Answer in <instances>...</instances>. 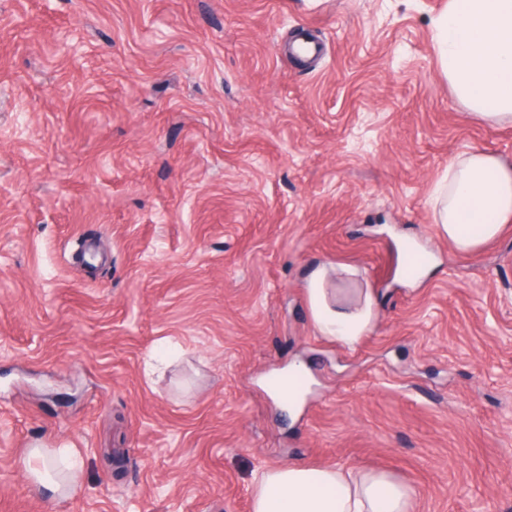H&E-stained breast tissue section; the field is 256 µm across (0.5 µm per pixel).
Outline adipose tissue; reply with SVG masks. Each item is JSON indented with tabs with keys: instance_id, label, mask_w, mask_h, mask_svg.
I'll return each instance as SVG.
<instances>
[{
	"instance_id": "1",
	"label": "adipose tissue",
	"mask_w": 512,
	"mask_h": 512,
	"mask_svg": "<svg viewBox=\"0 0 512 512\" xmlns=\"http://www.w3.org/2000/svg\"><path fill=\"white\" fill-rule=\"evenodd\" d=\"M439 62L459 101L477 119L512 123V0H448L434 21ZM440 234L473 253L512 223V165L480 149L452 158L430 199ZM332 271L317 268L307 302L320 337L356 348L376 319L365 289L343 300ZM411 491L386 471L288 464L255 483L252 512H410Z\"/></svg>"
}]
</instances>
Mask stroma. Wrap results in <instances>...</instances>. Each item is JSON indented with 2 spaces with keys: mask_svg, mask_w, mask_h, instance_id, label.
Masks as SVG:
<instances>
[{
  "mask_svg": "<svg viewBox=\"0 0 512 512\" xmlns=\"http://www.w3.org/2000/svg\"><path fill=\"white\" fill-rule=\"evenodd\" d=\"M447 5L0 0V512H251L290 463L512 512V224L462 254L429 204L512 124L441 73ZM319 265L379 294L357 349L315 331ZM34 448L75 452L70 497ZM38 460L39 467L33 468L29 467L28 470L34 478L35 484H37L40 488L49 490L53 496H65L69 495L75 490L74 483H70L68 486L63 487L60 483L54 482L50 479L49 474V455L43 453L41 450H34L29 455Z\"/></svg>",
  "mask_w": 512,
  "mask_h": 512,
  "instance_id": "obj_1",
  "label": "stroma"
}]
</instances>
